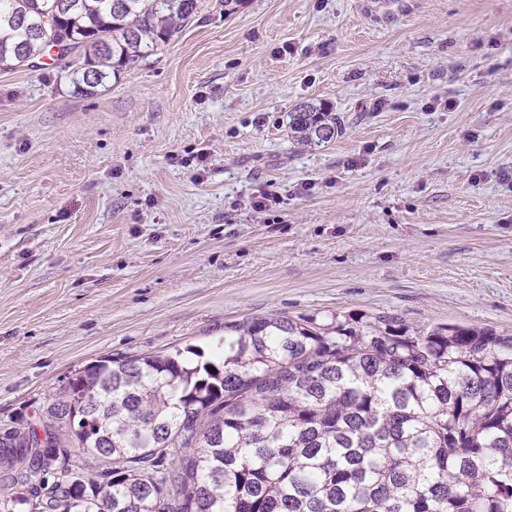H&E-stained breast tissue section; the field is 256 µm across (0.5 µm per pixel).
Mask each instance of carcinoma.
I'll return each mask as SVG.
<instances>
[{"mask_svg": "<svg viewBox=\"0 0 512 512\" xmlns=\"http://www.w3.org/2000/svg\"><path fill=\"white\" fill-rule=\"evenodd\" d=\"M198 0H0V68L66 41L94 95ZM297 143L343 132L322 104ZM104 358L51 396L42 448L0 426V512H512V336L391 315L247 317L218 362ZM120 461L106 468L105 458ZM40 477L39 507L19 483Z\"/></svg>", "mask_w": 512, "mask_h": 512, "instance_id": "carcinoma-1", "label": "carcinoma"}]
</instances>
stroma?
<instances>
[{
    "instance_id": "obj_1",
    "label": "stroma",
    "mask_w": 512,
    "mask_h": 512,
    "mask_svg": "<svg viewBox=\"0 0 512 512\" xmlns=\"http://www.w3.org/2000/svg\"><path fill=\"white\" fill-rule=\"evenodd\" d=\"M73 63L0 70V424L251 316L512 336V0H200L96 95ZM288 117L292 137L305 147L320 148L343 132L340 118L322 104L300 105L294 112H289Z\"/></svg>"
}]
</instances>
